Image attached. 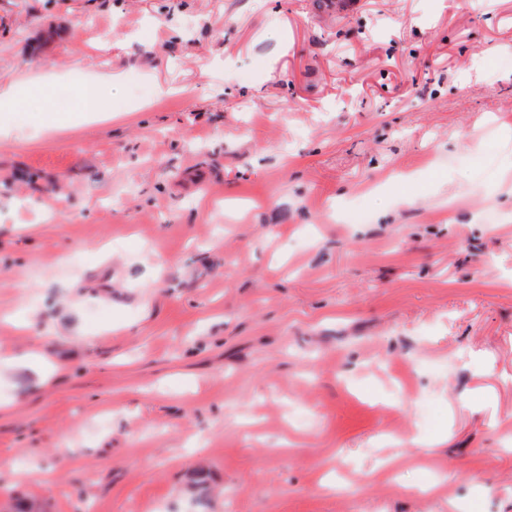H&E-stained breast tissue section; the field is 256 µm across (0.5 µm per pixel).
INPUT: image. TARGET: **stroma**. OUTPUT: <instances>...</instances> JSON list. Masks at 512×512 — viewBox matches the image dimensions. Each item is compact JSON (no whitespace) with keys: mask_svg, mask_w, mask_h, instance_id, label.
<instances>
[{"mask_svg":"<svg viewBox=\"0 0 512 512\" xmlns=\"http://www.w3.org/2000/svg\"><path fill=\"white\" fill-rule=\"evenodd\" d=\"M7 81L0 512H512V0H0Z\"/></svg>","mask_w":512,"mask_h":512,"instance_id":"stroma-1","label":"stroma"}]
</instances>
